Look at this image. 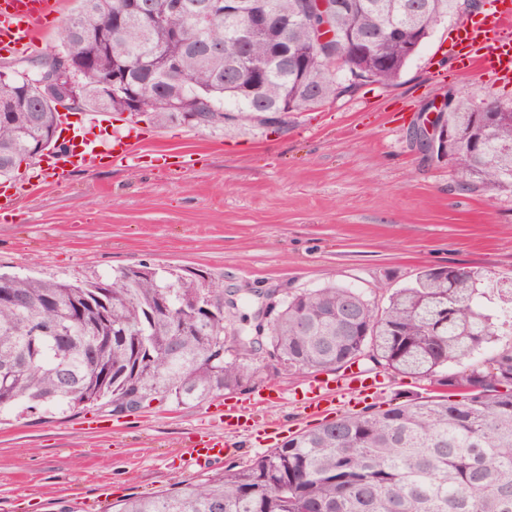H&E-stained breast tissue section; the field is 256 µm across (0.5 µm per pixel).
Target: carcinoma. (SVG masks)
<instances>
[{"label":"carcinoma","mask_w":512,"mask_h":512,"mask_svg":"<svg viewBox=\"0 0 512 512\" xmlns=\"http://www.w3.org/2000/svg\"><path fill=\"white\" fill-rule=\"evenodd\" d=\"M127 0H78L64 24L60 51L96 70L81 94L93 111L124 112L126 95L101 94L99 77L124 64L147 82L142 104L152 124L206 116L210 128L280 126L292 112L313 110L367 83L390 85L434 25L456 15L459 0H355L347 13L300 15L305 0H245L288 20L239 32L247 15H215L193 39L197 5L148 0L164 19L116 25ZM95 32L79 34L84 24ZM336 31V65L316 49L322 26ZM370 41L388 59L350 56L346 41ZM175 59L178 71L163 60ZM265 64L254 87L245 65ZM27 93V103L0 120V179L11 178L31 147L56 133L60 114L40 100L33 73L0 79V106ZM489 106L496 120L478 149ZM442 124L460 133L443 159L464 192L512 193V104L452 102ZM494 290L512 315V286L481 268H432L395 289L382 306L358 288L327 284L288 297L264 335L242 331L239 355L226 346L224 288L178 269L124 267L110 279L44 281L0 275V413L106 407L116 415L150 402L196 406L244 391L258 378L299 370L344 372L366 360L388 374L431 379L444 394L373 406L303 431L246 466L181 483L160 495L128 499L115 512H512V343L490 359L459 364L499 341L482 299Z\"/></svg>","instance_id":"1"}]
</instances>
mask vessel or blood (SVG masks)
Returning <instances> with one entry per match:
<instances>
[{"instance_id":"1","label":"vessel or blood","mask_w":512,"mask_h":512,"mask_svg":"<svg viewBox=\"0 0 512 512\" xmlns=\"http://www.w3.org/2000/svg\"><path fill=\"white\" fill-rule=\"evenodd\" d=\"M59 0H0V50L24 54L37 46L49 18L57 15ZM448 57L465 74L482 78L512 80V0H495L492 12L470 20L453 29L448 40ZM103 122L91 119L87 125L73 129L69 148L59 150L50 160L52 170L66 173L95 164L104 156L132 163L137 159L140 140L135 131H128L102 143L97 135ZM383 381L352 372L333 380H315L302 390V401L313 414L330 409L335 398L355 401L381 390ZM186 453L191 463L201 471L236 454L237 449L214 434L206 440L188 441Z\"/></svg>"}]
</instances>
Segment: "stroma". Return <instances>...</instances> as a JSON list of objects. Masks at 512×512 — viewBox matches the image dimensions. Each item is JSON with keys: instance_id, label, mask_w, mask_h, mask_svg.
Listing matches in <instances>:
<instances>
[{"instance_id": "obj_1", "label": "stroma", "mask_w": 512, "mask_h": 512, "mask_svg": "<svg viewBox=\"0 0 512 512\" xmlns=\"http://www.w3.org/2000/svg\"><path fill=\"white\" fill-rule=\"evenodd\" d=\"M454 19L438 23L390 86L360 87L285 128L132 125L111 114L103 141L138 128L136 165L109 159L65 177L21 165L0 210V272L86 281L123 267L194 270L220 283L233 308L228 346L250 329L267 294L334 282L385 301L425 267L475 266L512 283V194L464 193L446 162L413 138L426 108L447 97L512 103V82L476 80L441 60ZM300 372L195 407L152 402L115 417L104 409L0 415V512H112L132 496L202 482L184 440L220 430L224 406L267 398L260 424L231 430L237 465L316 428Z\"/></svg>"}]
</instances>
